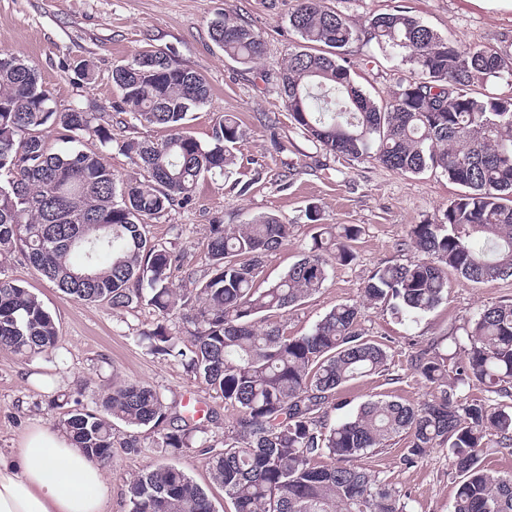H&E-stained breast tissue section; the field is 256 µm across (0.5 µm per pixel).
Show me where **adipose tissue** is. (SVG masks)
<instances>
[{"label": "adipose tissue", "instance_id": "1", "mask_svg": "<svg viewBox=\"0 0 512 512\" xmlns=\"http://www.w3.org/2000/svg\"><path fill=\"white\" fill-rule=\"evenodd\" d=\"M105 479L69 435L37 426L0 453V512H106Z\"/></svg>", "mask_w": 512, "mask_h": 512}]
</instances>
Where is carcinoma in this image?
<instances>
[{
    "mask_svg": "<svg viewBox=\"0 0 512 512\" xmlns=\"http://www.w3.org/2000/svg\"><path fill=\"white\" fill-rule=\"evenodd\" d=\"M288 24L299 44L288 53L277 88L294 124L313 142L350 160L371 158L401 173L440 171L462 188L440 218L409 232L420 258L378 266L360 303L331 309L307 334L290 336L271 314L291 310L324 288L335 264L355 259V225H325L276 283L258 285L264 258L291 236L273 216L208 227V274L192 270L190 288L171 287L182 267L173 250L149 237V221L191 200L200 179L237 164L240 119L226 113L204 145L186 132L211 96L207 82L177 60L150 51L117 65L112 108L139 124L169 130L159 142L121 143L140 169L122 179L100 152H54L43 131L68 143L112 145V123L79 107L58 112L35 66L18 58L0 69V256L18 251L67 296L114 310L147 305L162 317L184 313L189 343L163 325L145 333L151 352L177 360L235 407L224 448L200 444L210 478L235 512H407L406 495L358 464L364 455L406 440L413 466L446 447L453 459L452 512H512V476L489 469L483 451L512 450V405L469 401L457 390L477 382L512 399V301L486 306L467 322L466 344L449 356L434 346L411 358L433 389L417 404L376 399L333 428L324 418L336 391L388 371L383 344L361 329L362 309L384 304L416 320L448 297V272L471 283L512 278V94L483 92L512 78V52L458 40L425 25L402 6L361 24L324 0H296ZM224 57L241 65L266 55L262 36L234 12L212 22ZM373 43L408 66L378 101L355 82L347 48ZM58 328L30 290L0 278V350L24 360L56 347ZM116 421L159 433L154 448L196 444L194 416L168 413L152 386L114 380L94 409L59 418L88 459L112 464ZM129 512H213L206 491L174 465L151 466L127 485Z\"/></svg>",
    "mask_w": 512,
    "mask_h": 512,
    "instance_id": "cac0c4a2",
    "label": "carcinoma"
}]
</instances>
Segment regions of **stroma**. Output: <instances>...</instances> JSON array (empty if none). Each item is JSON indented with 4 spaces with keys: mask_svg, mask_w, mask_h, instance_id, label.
Listing matches in <instances>:
<instances>
[{
    "mask_svg": "<svg viewBox=\"0 0 512 512\" xmlns=\"http://www.w3.org/2000/svg\"><path fill=\"white\" fill-rule=\"evenodd\" d=\"M357 23L372 14L403 6L438 32L460 44L475 43L512 51V11H487L469 0H327ZM294 0H0V51L31 60L58 109L80 106L111 113L118 92L112 83L116 65L144 51L171 56L200 74L211 88L209 102L195 111L187 129L209 143L216 119L235 113L243 136L236 145L239 158L229 173L200 180L188 204L152 220L154 240L180 254L186 268L207 269L202 243L209 224H243L257 215H274L291 224L292 235L263 266L260 286L277 282L312 242L319 224H355L361 234L353 244L356 258L331 269L319 293L296 310L283 314L289 335L310 332L340 303L355 302L374 269L386 262L418 258L414 248H401L410 228L441 215L460 191L437 171L402 174L373 160L353 161L316 148L291 121L274 79L297 36L288 25ZM241 15L267 44L259 63L243 66L225 58L212 41L210 25L219 13ZM349 59L356 83L371 97L387 95L406 71L398 61L377 55L370 45L353 46ZM94 64L93 80H83L77 65ZM160 126L131 121L112 126L115 147L104 148L112 169L127 177L137 168L118 144L126 139L160 140ZM320 210L311 222L309 207ZM5 278L30 288L59 327L56 348L32 360L0 351V450L16 447L34 426L56 423L61 406L79 400L95 408L100 385L113 378L151 385L166 403L196 397L206 403L217 423L205 424L204 436L224 445V428L236 412L206 389L175 359L150 354L141 344L142 331L164 324L173 336H184L178 316H158L152 309L113 311L104 305L74 300L23 260L13 255L0 266ZM512 300V278L471 284L448 278V298L431 312L410 322L390 307L365 309L366 335L385 344L388 376L351 381L336 393L326 424L335 426L353 416L370 398L417 403L428 399L429 387L410 367L421 348L437 343L454 349L463 341L462 327L484 306ZM404 439L368 454L362 466L407 495L408 512H451L455 473L447 449L434 448L415 466L403 464ZM178 466L206 489L214 512H234L222 488L213 485L201 452L134 454L117 447L106 470V512H128V482L149 466Z\"/></svg>",
    "mask_w": 512,
    "mask_h": 512,
    "instance_id": "35a3bbf8",
    "label": "stroma"
}]
</instances>
